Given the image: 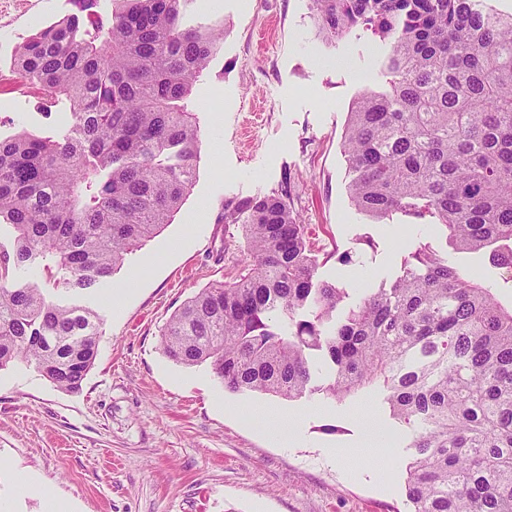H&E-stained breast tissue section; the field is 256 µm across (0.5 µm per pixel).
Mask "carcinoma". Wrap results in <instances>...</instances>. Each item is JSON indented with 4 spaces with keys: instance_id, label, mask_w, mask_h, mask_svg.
Returning <instances> with one entry per match:
<instances>
[{
    "instance_id": "1",
    "label": "carcinoma",
    "mask_w": 512,
    "mask_h": 512,
    "mask_svg": "<svg viewBox=\"0 0 512 512\" xmlns=\"http://www.w3.org/2000/svg\"><path fill=\"white\" fill-rule=\"evenodd\" d=\"M71 2L13 61L48 106L66 102V125L0 135V368L30 363L67 392L95 363L100 321L56 295L112 276L179 209L195 179L194 87L223 35L183 25L193 0ZM312 2L325 42L360 27L390 43L386 89L361 96L344 137L355 206L428 222L512 270V14L485 0ZM224 223L242 226L248 262L174 312L168 357L288 400L341 402L379 382L413 430L411 512H512V307L494 285L423 244L342 313L288 187L225 205ZM36 261L45 286L9 281V263ZM314 355L327 384L311 385Z\"/></svg>"
}]
</instances>
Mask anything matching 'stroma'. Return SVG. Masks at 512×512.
Listing matches in <instances>:
<instances>
[{"mask_svg": "<svg viewBox=\"0 0 512 512\" xmlns=\"http://www.w3.org/2000/svg\"><path fill=\"white\" fill-rule=\"evenodd\" d=\"M72 10L70 0H21L17 22L0 27V71L11 69L20 42ZM186 21L224 28L193 93L196 180L171 223L110 278L62 294L101 319L80 391L58 389L30 364L0 369V512H45L50 498L71 512H409L412 433L391 419L376 387L336 403L235 393L209 364L176 363L161 344L171 315L203 288L234 279L246 259L241 226L224 221L226 202L289 185L319 277L345 289L350 306L396 277L406 247L446 249L435 226L399 214L380 223L350 198L348 114L363 93L383 90L388 47L359 28L325 43L312 0H222L217 10L192 0ZM60 118L37 90L0 88V134L41 135ZM447 251L450 264L512 303L511 270ZM117 288L128 291L118 313ZM267 405L302 412L299 445L269 439ZM375 419L384 429L369 473L352 451ZM331 448L341 454L333 464ZM19 470L33 481L25 494L15 488Z\"/></svg>", "mask_w": 512, "mask_h": 512, "instance_id": "1", "label": "stroma"}]
</instances>
